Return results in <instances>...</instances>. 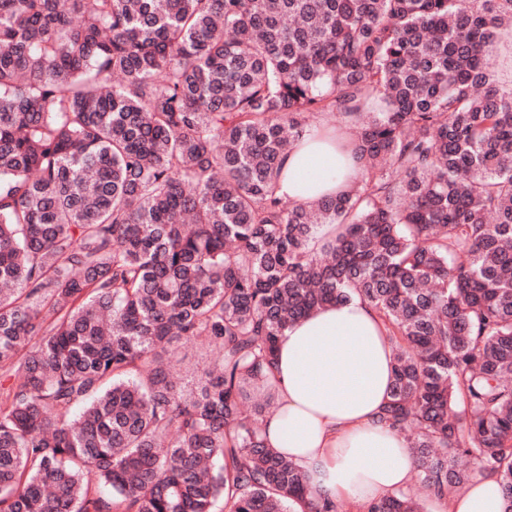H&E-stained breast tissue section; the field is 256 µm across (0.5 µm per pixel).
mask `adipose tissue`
<instances>
[{
    "instance_id": "adipose-tissue-1",
    "label": "adipose tissue",
    "mask_w": 512,
    "mask_h": 512,
    "mask_svg": "<svg viewBox=\"0 0 512 512\" xmlns=\"http://www.w3.org/2000/svg\"><path fill=\"white\" fill-rule=\"evenodd\" d=\"M354 173L350 155L312 139L283 157L276 192L307 204ZM392 362L376 310L357 298L300 319L279 340L268 378L276 401L262 433L330 499L361 508L411 483L416 463L408 443L380 421ZM502 510L493 475L478 476L451 498L450 512Z\"/></svg>"
}]
</instances>
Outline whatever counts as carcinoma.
Here are the masks:
<instances>
[{"label":"carcinoma","mask_w":512,"mask_h":512,"mask_svg":"<svg viewBox=\"0 0 512 512\" xmlns=\"http://www.w3.org/2000/svg\"><path fill=\"white\" fill-rule=\"evenodd\" d=\"M509 26L512 0H0V512H341L255 388L354 296L415 484L448 510L472 466L512 512ZM367 108L353 186L275 195L309 117ZM493 64L498 79L505 83L512 82L510 77V65L512 58V33L505 34L493 49ZM182 352L186 354L180 363L184 385V383L192 379L191 377L196 368H201L204 362L210 359V353L197 344H189L185 349H182Z\"/></svg>","instance_id":"carcinoma-1"}]
</instances>
